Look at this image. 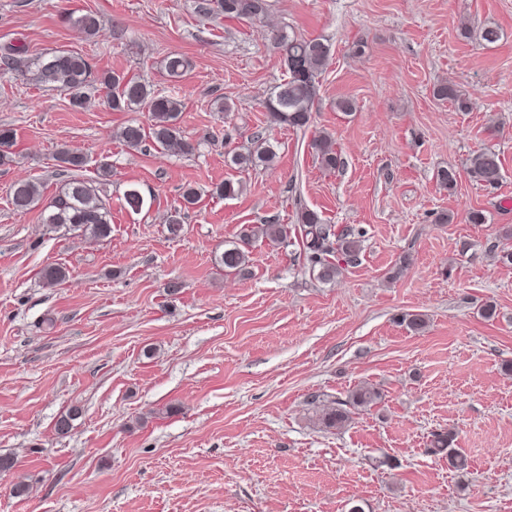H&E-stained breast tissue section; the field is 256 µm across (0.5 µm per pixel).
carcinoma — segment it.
<instances>
[{
    "label": "carcinoma",
    "mask_w": 512,
    "mask_h": 512,
    "mask_svg": "<svg viewBox=\"0 0 512 512\" xmlns=\"http://www.w3.org/2000/svg\"><path fill=\"white\" fill-rule=\"evenodd\" d=\"M215 4L216 12L226 18L252 21L263 18L267 12V0H215ZM73 25L86 36L93 37L98 33L100 22L95 15L87 13L74 19ZM274 43L286 67L288 78L265 99L263 106L273 121L303 128L309 123L318 99V75L329 63V45L321 38H305L285 31L274 35ZM26 53L25 46L9 43L0 53V62L7 68L15 67L22 62ZM189 68L190 62L181 55L172 54L165 60L164 69L173 81L183 78ZM27 72L36 85L68 94L71 105L77 108L86 105V90L96 81L110 90L109 104L112 110H146L150 118L149 125L132 121L120 130L119 138L130 150H138L149 141L156 148L167 152L190 155L195 151V146L183 137L178 125L180 101L157 92L152 85L137 77L115 72L95 77L88 59L72 50H56L37 56L27 62ZM434 96L453 102L462 111L469 109L468 101L450 83L437 85ZM13 142L12 129L0 128V166L12 162ZM312 148L325 168L336 169L341 165V158L330 137L321 136L314 140ZM274 158L272 147L263 140L257 148L235 155L232 162L241 168H248L260 163L270 164ZM56 160L62 172L70 173L60 190L44 204L36 183L28 180L16 182L10 190V204L13 209L25 213L41 205L46 213L44 223L54 228L65 227L99 240L110 237L112 212L101 188L110 173L109 163H99L98 174L102 181L95 183L77 174L86 164L83 155L62 146L56 152ZM501 170L500 155L494 150L485 149L470 159L469 173L475 181L485 186L498 185L502 179ZM123 201L124 207L133 212L141 211L145 205L144 197L134 187L124 191ZM300 223L311 269L316 271L319 281H334L341 273V262L357 260L361 250V235L349 229L337 230L334 225L323 223L318 214L310 210L301 213ZM259 238L281 243L288 238V225L253 224L242 228L238 242L225 249L219 257L220 264L226 269L239 272L244 270L248 265L249 247ZM42 278L46 285L54 287L66 281L68 270L61 265H48L42 271ZM379 397L380 394L375 388L360 387L350 394L347 405L365 408L374 404ZM80 414L81 409L73 406L60 415L55 422L57 433H68L72 422ZM347 419V410L332 403L324 412L322 423L327 428H338ZM453 441V432H436L432 435L429 451L448 454V464L455 469H462L465 461L461 453L452 448Z\"/></svg>",
    "instance_id": "carcinoma-1"
}]
</instances>
